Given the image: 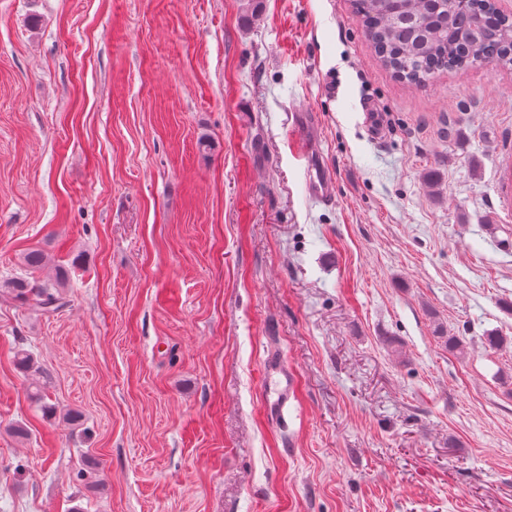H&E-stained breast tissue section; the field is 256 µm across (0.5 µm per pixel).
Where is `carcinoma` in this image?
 <instances>
[{"label": "carcinoma", "instance_id": "carcinoma-1", "mask_svg": "<svg viewBox=\"0 0 512 512\" xmlns=\"http://www.w3.org/2000/svg\"><path fill=\"white\" fill-rule=\"evenodd\" d=\"M351 5L382 64L412 85L424 86L437 74L477 64H512V18L495 0H351ZM22 263L31 275L44 266L45 257L30 250ZM65 284L61 272L52 283L18 278L6 289L10 298L49 317L68 304ZM13 363L27 383L31 402L43 415H57L55 405L47 402V374L33 354L18 345Z\"/></svg>", "mask_w": 512, "mask_h": 512}]
</instances>
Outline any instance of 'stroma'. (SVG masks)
Listing matches in <instances>:
<instances>
[{"instance_id":"1","label":"stroma","mask_w":512,"mask_h":512,"mask_svg":"<svg viewBox=\"0 0 512 512\" xmlns=\"http://www.w3.org/2000/svg\"><path fill=\"white\" fill-rule=\"evenodd\" d=\"M510 167L512 68L410 85L350 0H0V285L68 283L0 300V512H512ZM295 128L299 134L302 164V185L305 195L312 201L331 205L335 201V179L319 160L317 133L310 112L297 114ZM65 284L66 276L61 272L53 283L31 284L27 279L18 278L9 281L5 288L13 300L21 302L40 316L49 317L68 304ZM13 363L16 370L27 383L28 397L31 402L41 408L43 416L55 417L57 415V408L46 400L47 394L45 390L49 383L47 381V374L38 364L33 354L24 346H15L13 348ZM269 371L277 374L279 376V380L276 383L273 389H269V392L265 394V403L268 411L271 414H275L277 416L282 413L286 404L288 403V398L294 391V379L293 376L285 371L281 366L274 367L269 365Z\"/></svg>"}]
</instances>
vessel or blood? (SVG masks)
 <instances>
[{
  "instance_id": "b4317fda",
  "label": "vessel or blood",
  "mask_w": 512,
  "mask_h": 512,
  "mask_svg": "<svg viewBox=\"0 0 512 512\" xmlns=\"http://www.w3.org/2000/svg\"><path fill=\"white\" fill-rule=\"evenodd\" d=\"M301 148L302 185L305 195L312 201L329 205L335 200V180L319 159L317 133L311 113H299L295 122ZM279 380L265 395V403L272 414H280L294 391V379L288 371L278 373Z\"/></svg>"
}]
</instances>
